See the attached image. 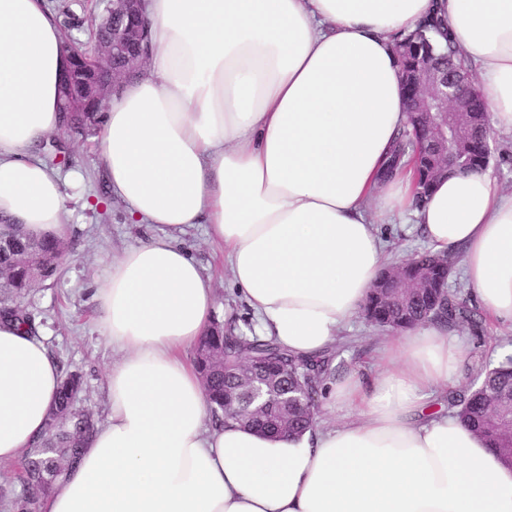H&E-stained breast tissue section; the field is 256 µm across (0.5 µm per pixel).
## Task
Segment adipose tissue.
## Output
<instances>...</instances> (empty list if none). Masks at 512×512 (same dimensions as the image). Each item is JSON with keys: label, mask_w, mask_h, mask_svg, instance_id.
Segmentation results:
<instances>
[{"label": "adipose tissue", "mask_w": 512, "mask_h": 512, "mask_svg": "<svg viewBox=\"0 0 512 512\" xmlns=\"http://www.w3.org/2000/svg\"><path fill=\"white\" fill-rule=\"evenodd\" d=\"M433 15L512 135V0H147V64L106 101L97 159L131 219L169 231L95 283L108 414L38 512H512V468L438 405L467 356L442 324L388 343L373 375L327 379L354 416L298 437L206 425L188 355L214 309L171 236L193 224L223 245L257 336L296 356L330 354L362 311L380 224L461 253L479 305L512 322V193L485 170L421 200L410 169L379 179L407 120L394 45ZM67 64L46 0H0V222L39 237L66 238L77 181L36 151ZM60 382L45 343L0 321V463L43 435Z\"/></svg>", "instance_id": "obj_1"}]
</instances>
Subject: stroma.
<instances>
[{"instance_id": "obj_1", "label": "stroma", "mask_w": 512, "mask_h": 512, "mask_svg": "<svg viewBox=\"0 0 512 512\" xmlns=\"http://www.w3.org/2000/svg\"><path fill=\"white\" fill-rule=\"evenodd\" d=\"M68 155L67 170L80 175L75 188L77 197L71 202V213L66 219L74 253L65 262L58 281L35 285L22 305L34 316L38 334L45 338L61 371L82 374L81 404L102 420L108 410L105 385L112 349L98 323L94 283L125 247L167 234L168 229L134 223L123 204L111 197L97 161L95 138L69 141ZM378 230L388 243L390 263H398L427 248L417 225L382 224ZM177 240L213 281L214 319L223 320L225 308H232L239 330L248 331L253 325L251 313L231 280L221 251L207 241L204 225L184 228ZM448 286L452 294L466 302L477 320L472 327L454 325L448 329L449 335L460 338L469 348L467 361L453 386L454 392L459 393L476 383L484 369L496 365L503 353L512 351V325L493 320L483 312L463 278L459 262L451 264ZM399 338V333L374 327L360 316L346 330L344 341L337 345L331 359L338 368L365 374L384 344Z\"/></svg>"}]
</instances>
